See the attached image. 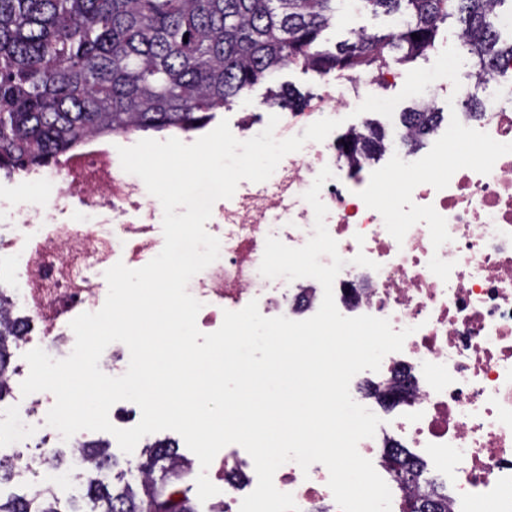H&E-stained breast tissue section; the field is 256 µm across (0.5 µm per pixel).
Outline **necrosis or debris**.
<instances>
[{
    "label": "necrosis or debris",
    "instance_id": "1",
    "mask_svg": "<svg viewBox=\"0 0 512 512\" xmlns=\"http://www.w3.org/2000/svg\"><path fill=\"white\" fill-rule=\"evenodd\" d=\"M502 69L482 110L461 113L459 120L512 143V61ZM395 79L386 69L352 77L343 91L328 89L302 113H280L275 136L287 138L297 121L309 125L356 109L365 87ZM337 145L333 134L306 143L286 155L267 181H241L225 200L214 224L220 256L188 283L202 304L197 323L215 326L224 311L252 300L267 317L302 321L318 311L323 288L317 280L268 279L259 266L268 236L291 247L312 236L314 212L303 195L320 170L330 168L333 176L320 197L328 209L327 230L347 261L334 282L338 311L412 330L402 351L386 355L379 371L360 372L350 383L354 401L381 420L375 436L359 442V453L388 485L391 512L406 510L405 494L387 467L395 451L432 471L436 485L448 491L449 512H512V153L501 156L490 173L463 168L445 189H414L415 204L433 206L447 221L451 239L436 249L423 223L396 241L381 214L359 196L382 160L397 155L414 162L419 152L396 138L382 158L352 165ZM35 181L57 197L48 217L35 205L20 207L0 197V223L9 229L0 238V269L19 275L23 285L19 301L8 305L24 311L25 333L14 347L25 348L36 328L48 349L69 351L75 344L71 320L105 303V271L119 262L136 269L158 254L157 205L106 148L71 154ZM360 252L374 268L353 264ZM435 254L452 262L448 280L429 270ZM53 401L46 392L19 402L0 437L16 446L36 441L44 448L81 447L80 435L65 440L47 425ZM207 475L219 489L208 512H239L257 485L252 458L235 451L215 457ZM328 479L322 464L304 471L290 461L278 468L274 485L292 494L299 512H340Z\"/></svg>",
    "mask_w": 512,
    "mask_h": 512
}]
</instances>
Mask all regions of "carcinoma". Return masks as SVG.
Instances as JSON below:
<instances>
[{"label": "carcinoma", "mask_w": 512, "mask_h": 512, "mask_svg": "<svg viewBox=\"0 0 512 512\" xmlns=\"http://www.w3.org/2000/svg\"><path fill=\"white\" fill-rule=\"evenodd\" d=\"M356 7L393 16L396 24L382 34L358 30L354 40L328 48L323 33L345 13L344 0H0V170L48 167L98 136L197 130L290 64L329 76L411 62L436 47L450 18L478 81L512 59V42L503 43L496 28L497 13L512 10V0H358ZM436 119L431 105L403 113L411 146ZM385 139L369 127L343 138L338 149L371 155ZM6 303L0 290V401L10 392L12 338L21 335ZM79 452L94 472L99 459L111 456L103 443ZM174 456L145 448L127 460L142 475L138 491L90 479L83 511L43 489L0 496V512H196L187 491L169 483ZM161 458L169 468L158 480ZM391 467L404 487L427 483L424 468L400 455ZM428 487L423 497L408 499V512H448L438 487Z\"/></svg>", "instance_id": "cac0c4a2"}]
</instances>
